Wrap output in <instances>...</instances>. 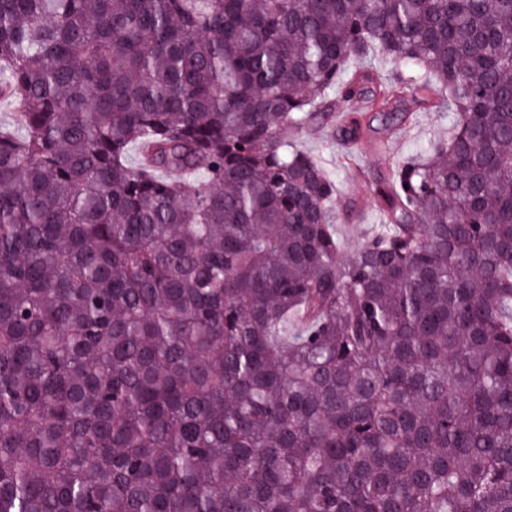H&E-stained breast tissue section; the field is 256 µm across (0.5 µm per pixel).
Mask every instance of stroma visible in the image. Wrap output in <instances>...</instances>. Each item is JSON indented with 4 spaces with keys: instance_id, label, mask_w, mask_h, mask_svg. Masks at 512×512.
Here are the masks:
<instances>
[{
    "instance_id": "1",
    "label": "stroma",
    "mask_w": 512,
    "mask_h": 512,
    "mask_svg": "<svg viewBox=\"0 0 512 512\" xmlns=\"http://www.w3.org/2000/svg\"><path fill=\"white\" fill-rule=\"evenodd\" d=\"M333 118L316 121L296 140L298 148L318 157L341 186L342 199L354 200L363 210L359 224H341L337 230L345 248H352L363 238L367 225L377 223L371 192L374 179L385 172L392 159L411 154L431 136L447 134L449 116L444 112L418 113L399 133L383 140L379 148L347 151L333 137Z\"/></svg>"
}]
</instances>
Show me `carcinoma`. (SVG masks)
Returning <instances> with one entry per match:
<instances>
[{
	"label": "carcinoma",
	"instance_id": "carcinoma-1",
	"mask_svg": "<svg viewBox=\"0 0 512 512\" xmlns=\"http://www.w3.org/2000/svg\"><path fill=\"white\" fill-rule=\"evenodd\" d=\"M1 96L0 512H512V0H0ZM328 103L451 113L346 260Z\"/></svg>",
	"mask_w": 512,
	"mask_h": 512
}]
</instances>
